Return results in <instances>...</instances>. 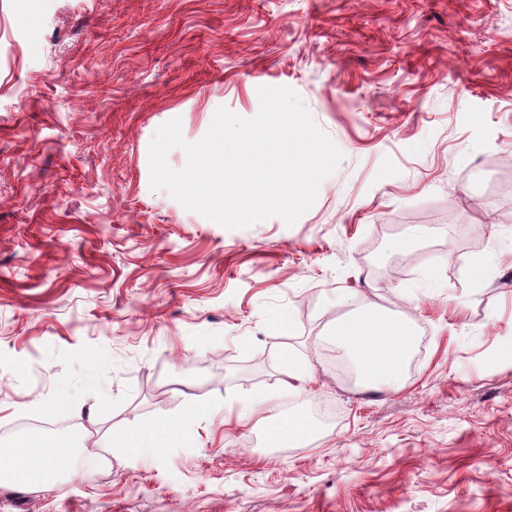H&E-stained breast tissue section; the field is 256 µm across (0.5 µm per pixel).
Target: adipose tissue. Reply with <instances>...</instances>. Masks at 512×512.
Listing matches in <instances>:
<instances>
[{
	"label": "adipose tissue",
	"mask_w": 512,
	"mask_h": 512,
	"mask_svg": "<svg viewBox=\"0 0 512 512\" xmlns=\"http://www.w3.org/2000/svg\"><path fill=\"white\" fill-rule=\"evenodd\" d=\"M337 344L348 346L360 382L365 389L378 392L395 391L404 384V367L415 344L414 334L405 320L379 311L362 316L343 317L333 329ZM178 427L164 421L151 426L125 429L112 434L107 444L125 449L129 457H137L142 449L158 447L175 439ZM9 467L0 469V483L21 489L47 487L61 476L55 463L66 460L79 464L84 452L79 448H63L52 439L30 432L13 444L8 452Z\"/></svg>",
	"instance_id": "obj_1"
}]
</instances>
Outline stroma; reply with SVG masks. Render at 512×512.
<instances>
[{
  "label": "stroma",
  "mask_w": 512,
  "mask_h": 512,
  "mask_svg": "<svg viewBox=\"0 0 512 512\" xmlns=\"http://www.w3.org/2000/svg\"><path fill=\"white\" fill-rule=\"evenodd\" d=\"M262 86L343 154L293 225L151 188L163 124L197 142ZM510 177L512 0H0V448L49 424L88 457L0 512H512ZM376 306L415 337L389 393L320 354ZM171 418L175 447L103 445ZM271 434L280 448H288L307 434L305 420L296 416L284 417L271 424Z\"/></svg>",
  "instance_id": "35a3bbf8"
}]
</instances>
